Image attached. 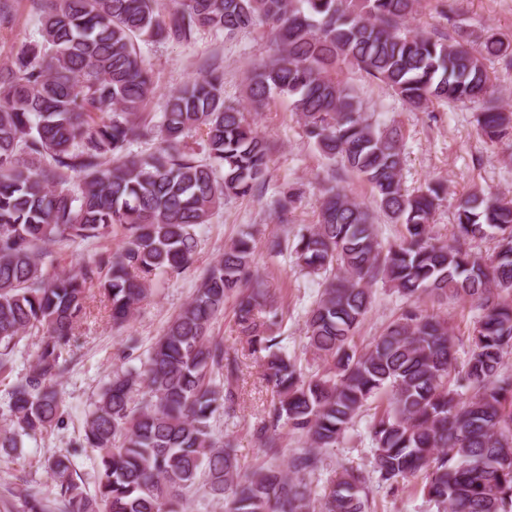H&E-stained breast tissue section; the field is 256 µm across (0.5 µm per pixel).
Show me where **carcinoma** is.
I'll list each match as a JSON object with an SVG mask.
<instances>
[{
    "label": "carcinoma",
    "mask_w": 512,
    "mask_h": 512,
    "mask_svg": "<svg viewBox=\"0 0 512 512\" xmlns=\"http://www.w3.org/2000/svg\"><path fill=\"white\" fill-rule=\"evenodd\" d=\"M40 39L10 50L0 65V375L31 330L42 331L35 359L8 391L14 430L0 451L22 458V437L63 423L56 382L68 367L75 328L96 291L112 325L130 323L160 275L191 268L199 228L224 197H248L263 185L270 147L244 109L224 100V71L173 91L160 121L142 112L154 89L138 41L190 43L202 30L232 38L269 28L272 59L251 70L246 99L288 98L306 137L370 189L372 203L402 228L387 246L369 206L343 188H325L317 223L292 244L298 266L335 269L308 312V350L323 362L305 372L274 332L283 312L253 270V234L243 232L205 271L191 299L168 322L140 365L116 372L86 418L83 443L97 453L89 494L66 455L46 467L52 499L26 494L22 512H180L201 485L224 512H367V485L348 469L317 501L322 451L336 447L372 400L369 428L379 480L422 477L439 512H512V197L477 188L455 208V232L431 234L445 193L439 182L403 187L405 133L372 120L363 100L336 79L355 68L413 112L440 103H478V130L492 143L512 140V111L499 103L490 60L512 68V37L492 27L463 28L451 0L444 36L406 27L419 0H38ZM205 131L206 160L188 138ZM157 138L134 154L130 145ZM300 200L290 186L273 201L281 218ZM122 232L76 271L43 269L49 246L90 242ZM492 237L484 256L471 242ZM382 281L411 300L365 348L352 336ZM469 299L477 316L465 368L455 372L448 322L424 313L422 295ZM234 298L241 352L255 357L273 398L253 433L264 456L283 452L282 430L304 446L286 468L259 464L240 476L234 445L212 428L238 400L232 381L238 352L211 335L212 321Z\"/></svg>",
    "instance_id": "1"
}]
</instances>
